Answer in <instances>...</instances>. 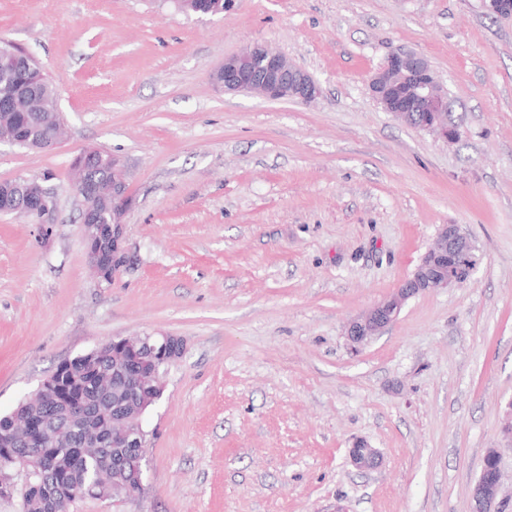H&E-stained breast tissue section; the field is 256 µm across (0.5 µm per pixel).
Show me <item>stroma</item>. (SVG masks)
<instances>
[{
  "label": "stroma",
  "instance_id": "stroma-1",
  "mask_svg": "<svg viewBox=\"0 0 512 512\" xmlns=\"http://www.w3.org/2000/svg\"><path fill=\"white\" fill-rule=\"evenodd\" d=\"M0 37L53 85L67 133L0 144V180H47L49 231L0 213V414L119 336L185 351L144 416L143 492L66 512H471L498 450L512 494V18L480 0H0ZM269 43L310 104L222 92L224 57ZM428 60L459 130L396 121L369 80ZM119 159L134 266L87 264L69 190L83 149ZM468 281L418 295L360 351L344 326L409 277L438 227ZM383 461L360 471L356 440Z\"/></svg>",
  "mask_w": 512,
  "mask_h": 512
}]
</instances>
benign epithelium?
Returning a JSON list of instances; mask_svg holds the SVG:
<instances>
[{
	"label": "benign epithelium",
	"mask_w": 512,
	"mask_h": 512,
	"mask_svg": "<svg viewBox=\"0 0 512 512\" xmlns=\"http://www.w3.org/2000/svg\"><path fill=\"white\" fill-rule=\"evenodd\" d=\"M486 12L495 17H512V0H482ZM211 81L226 93H246L272 101H299L310 103L320 94L319 85L302 67L288 59L276 48L256 43L240 53L224 58L209 74ZM369 90L382 109L401 122L408 123L413 112H430L432 120L423 124L425 131L445 140H452L457 132L448 124V98L440 81L421 55L411 52H392L386 56L369 81ZM0 104L14 111L17 118H35L34 110L46 105V99L36 93L11 94L0 98ZM63 127L54 128L50 135L29 134L30 146L39 151L55 148L63 137ZM103 153L96 149L76 156L70 188L80 200V226L88 266L96 278L112 282L132 264V256L125 245L126 225L123 217L130 204L120 162L112 163V180L100 187H90L89 172ZM20 185L28 186L30 206L24 216L35 224L50 223L57 197L53 189L37 181L13 179L0 181V212L12 213L14 191ZM99 195L112 200V223H100L98 211L87 203L89 196ZM476 256L468 236L458 224H442L414 273L396 291L372 305L352 319L345 335L353 348L371 342L399 315L407 300L419 294H434L455 288L472 274ZM184 354L183 340L177 336H122L112 339V366L99 373L97 385L112 391V447L146 448L148 433L143 429L142 417L146 410L162 396V378ZM146 357L157 358V363L145 376L143 384L151 387L154 395H142L140 383L123 376L129 361ZM71 373L70 362L61 363L49 380L56 388L57 410L68 427H49L36 417L18 410L10 412L11 426L0 432V485L13 490L7 469L23 473L22 487L44 488L56 502L67 501L72 491L56 485L42 486L31 480L37 466L53 461L57 453L78 444L87 457H96L103 448V440L84 433L91 419L87 404L71 395L64 387ZM38 449L30 457L18 455L22 445ZM350 463L358 470H372L380 466L382 456L378 449L364 440L356 441L348 451ZM494 472L492 481L484 479L485 472ZM502 486L501 459L497 450L484 457L480 475L472 492V512H501L506 502L500 497Z\"/></svg>",
	"instance_id": "1"
}]
</instances>
